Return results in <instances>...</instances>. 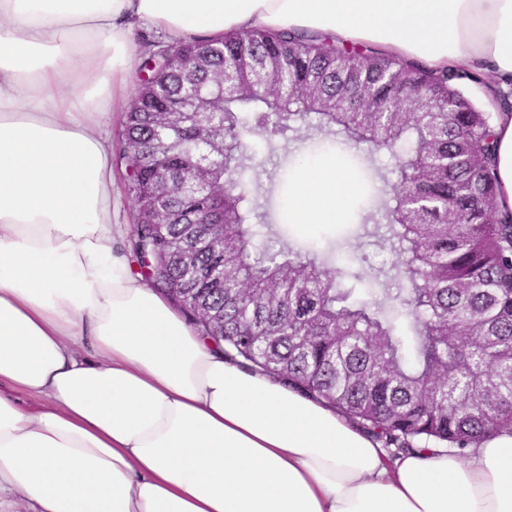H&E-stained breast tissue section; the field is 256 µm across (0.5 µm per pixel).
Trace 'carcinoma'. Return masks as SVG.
Returning a JSON list of instances; mask_svg holds the SVG:
<instances>
[{
	"label": "carcinoma",
	"mask_w": 512,
	"mask_h": 512,
	"mask_svg": "<svg viewBox=\"0 0 512 512\" xmlns=\"http://www.w3.org/2000/svg\"><path fill=\"white\" fill-rule=\"evenodd\" d=\"M159 46L146 42L139 73L153 80L133 86L114 157L137 207L125 251L150 288L227 359L336 410L393 457L431 443L465 458L512 433V214L495 208L496 113L464 94L481 75L288 29ZM220 73L224 100L210 121L222 153L208 189L194 190L185 176L204 129L183 121L161 142L157 111L180 110L189 80ZM250 135L271 154L275 135L339 142L369 163L389 152L392 169L371 166L365 221L396 254L394 275L371 265L348 283L332 255L297 246L258 213L264 160ZM202 210L224 216L222 253L180 223ZM369 275L380 288L364 300L357 283Z\"/></svg>",
	"instance_id": "carcinoma-1"
}]
</instances>
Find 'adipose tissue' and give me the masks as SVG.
Segmentation results:
<instances>
[{
  "mask_svg": "<svg viewBox=\"0 0 512 512\" xmlns=\"http://www.w3.org/2000/svg\"><path fill=\"white\" fill-rule=\"evenodd\" d=\"M133 20L172 42L318 31L512 87V0H0V512H512V434L388 461L132 273L106 127ZM494 130L512 212V108ZM356 190L338 159L306 164L288 218L318 233Z\"/></svg>",
  "mask_w": 512,
  "mask_h": 512,
  "instance_id": "1",
  "label": "adipose tissue"
}]
</instances>
